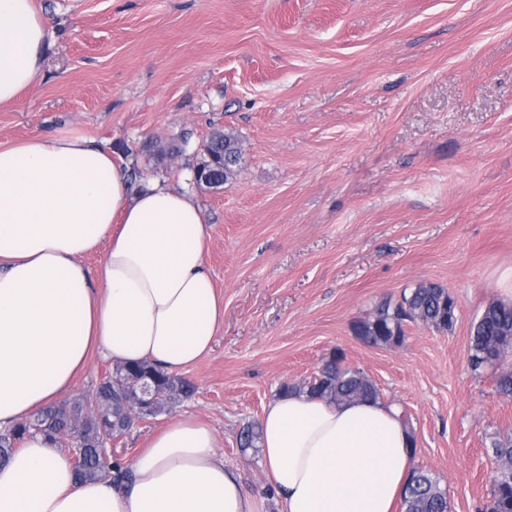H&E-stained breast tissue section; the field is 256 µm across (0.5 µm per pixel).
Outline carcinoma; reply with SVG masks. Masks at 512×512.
Instances as JSON below:
<instances>
[{"instance_id":"cac0c4a2","label":"carcinoma","mask_w":512,"mask_h":512,"mask_svg":"<svg viewBox=\"0 0 512 512\" xmlns=\"http://www.w3.org/2000/svg\"><path fill=\"white\" fill-rule=\"evenodd\" d=\"M212 156L224 153L239 160L236 138L215 131L205 146ZM456 317V302L448 289L438 284H419L393 302L385 300L375 306L370 316L353 325L355 336L370 345H398L404 337V327L409 322H422L439 330H450ZM512 346V304H489L474 323L470 336V365L477 371L487 366L503 365ZM343 356L332 355L319 373L303 384H284L280 391L308 392L341 403L360 398L377 397L379 390L362 372L342 365ZM152 379L155 395L145 415L154 416L165 411L172 403L169 393L188 396L190 384L163 370L144 363L118 366L109 379L103 381L91 396L73 403L71 408L49 407L32 421L17 424L0 433V463L6 462L16 451V444L24 440L36 423L42 434L51 442L57 435L66 433L83 448V464L74 469L77 480L83 481L109 475L127 479L130 470L121 459L111 455L102 459L99 454L105 435L101 423L108 422L119 436L130 431L134 419L127 412L122 400L135 394L140 383ZM493 454L499 471L490 498L483 504L482 512H512V435L499 437L492 442ZM405 512H450L447 491L442 489L432 474L415 469L411 472L402 498Z\"/></svg>"}]
</instances>
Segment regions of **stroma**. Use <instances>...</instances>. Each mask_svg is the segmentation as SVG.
<instances>
[{
	"mask_svg": "<svg viewBox=\"0 0 512 512\" xmlns=\"http://www.w3.org/2000/svg\"><path fill=\"white\" fill-rule=\"evenodd\" d=\"M42 75L0 106V147L85 137L137 178L193 193L224 301L192 396L136 420L132 465L171 419L209 423L257 512H280L260 449H243L283 384L332 354L407 411L414 467L477 512L512 434L499 367L473 370L470 330L512 270V0H36ZM235 172L193 179L213 130ZM421 283L456 299L449 331L405 327L375 346L352 325ZM205 151L209 156L223 152L224 155L234 158V164L238 162L240 152L236 138L231 135L224 134L221 131H215L210 135V138L205 146ZM224 155L220 161L222 170L224 172ZM234 168V167H233ZM233 168L229 169L227 173L224 172L222 175V183L228 179L232 174Z\"/></svg>",
	"mask_w": 512,
	"mask_h": 512,
	"instance_id": "1",
	"label": "stroma"
}]
</instances>
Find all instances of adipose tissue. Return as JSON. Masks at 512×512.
Instances as JSON below:
<instances>
[{"instance_id":"adipose-tissue-1","label":"adipose tissue","mask_w":512,"mask_h":512,"mask_svg":"<svg viewBox=\"0 0 512 512\" xmlns=\"http://www.w3.org/2000/svg\"><path fill=\"white\" fill-rule=\"evenodd\" d=\"M47 25L33 0H0V105L37 82ZM207 244L196 198L134 184L108 146L38 136L0 148V428L57 401L92 355L173 375L208 353L224 302ZM259 427L283 512H393L404 494L412 454L394 404L280 394ZM132 472L76 480L69 455L31 434L0 465V512H256L194 417L152 436Z\"/></svg>"}]
</instances>
